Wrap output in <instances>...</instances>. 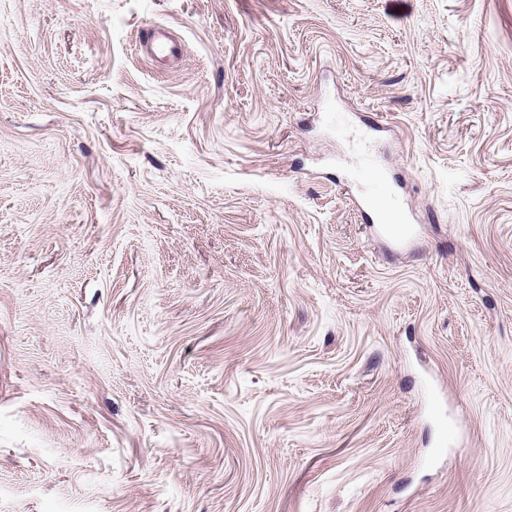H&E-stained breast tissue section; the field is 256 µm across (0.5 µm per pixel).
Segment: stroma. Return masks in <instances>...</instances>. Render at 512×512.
I'll return each instance as SVG.
<instances>
[{
	"instance_id": "stroma-1",
	"label": "stroma",
	"mask_w": 512,
	"mask_h": 512,
	"mask_svg": "<svg viewBox=\"0 0 512 512\" xmlns=\"http://www.w3.org/2000/svg\"><path fill=\"white\" fill-rule=\"evenodd\" d=\"M0 512H512V0H0ZM142 54L148 58H164L176 62L181 56V45L168 27L149 26L139 42ZM377 202L375 201H364L361 206L366 205L370 209H375L378 212L380 223L378 224H386L384 226V232L385 234L391 239V241L394 243L395 246L399 248H404L409 245L412 238H410L406 231V225L408 224L409 218L405 216L402 211H397L398 215L401 216V220L398 224H387L385 219H381L380 213L385 212V210L381 209V205L379 207L377 206Z\"/></svg>"
}]
</instances>
